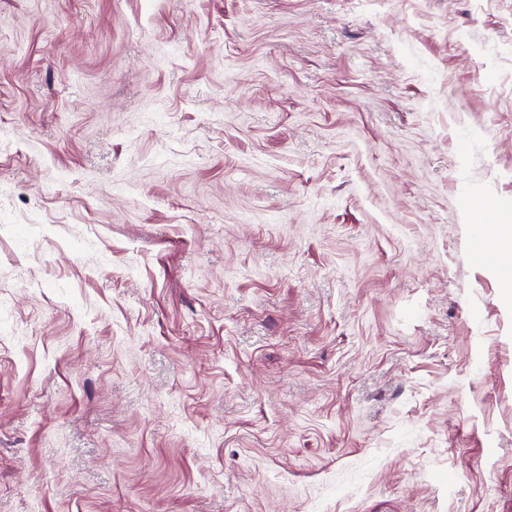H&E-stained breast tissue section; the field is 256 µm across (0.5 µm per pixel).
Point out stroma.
<instances>
[{
	"label": "stroma",
	"instance_id": "obj_1",
	"mask_svg": "<svg viewBox=\"0 0 512 512\" xmlns=\"http://www.w3.org/2000/svg\"><path fill=\"white\" fill-rule=\"evenodd\" d=\"M512 0H0V512H512ZM499 222V215L496 211L488 212L483 218V224L478 229L474 238V251L479 259H484L489 256L506 255L511 252V246L504 244L502 241L512 243V224L510 221L507 223L498 224L495 232L502 241H497L490 234V229L493 225Z\"/></svg>",
	"mask_w": 512,
	"mask_h": 512
}]
</instances>
